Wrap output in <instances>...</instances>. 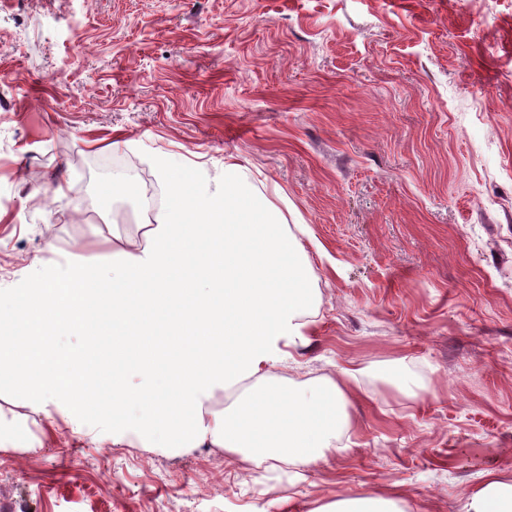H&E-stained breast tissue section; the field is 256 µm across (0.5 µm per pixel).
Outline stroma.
<instances>
[{
    "label": "stroma",
    "mask_w": 512,
    "mask_h": 512,
    "mask_svg": "<svg viewBox=\"0 0 512 512\" xmlns=\"http://www.w3.org/2000/svg\"><path fill=\"white\" fill-rule=\"evenodd\" d=\"M0 71V289L50 242L110 261L176 203L138 213L144 178L216 197L234 156L307 229L313 325L271 376L368 369L349 449L307 466L56 404L0 445L31 512H462L512 477V0H0ZM317 512H404L393 498L358 496L336 499Z\"/></svg>",
    "instance_id": "35a3bbf8"
}]
</instances>
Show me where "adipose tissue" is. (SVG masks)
Segmentation results:
<instances>
[{
  "label": "adipose tissue",
  "instance_id": "adipose-tissue-1",
  "mask_svg": "<svg viewBox=\"0 0 512 512\" xmlns=\"http://www.w3.org/2000/svg\"><path fill=\"white\" fill-rule=\"evenodd\" d=\"M190 257L197 277H175L177 260ZM309 266L297 235L281 210L254 184L235 158L224 162V194L182 198L161 224L142 238L112 243V325L119 333L112 361L136 355L137 370L151 381L165 350L154 328L133 321L135 310L162 309L189 298L187 309L168 315L179 354L165 371L168 397H148L124 377L111 375L102 409L113 439L123 436L130 407L160 429L173 451L217 447L307 465L325 452H344L351 427L348 386L366 373L351 365L340 379L298 389L271 381L269 364L286 348L304 345L315 304ZM252 382L251 396L229 413L205 407L214 391ZM463 512H512V479L494 471L467 496Z\"/></svg>",
  "mask_w": 512,
  "mask_h": 512
}]
</instances>
